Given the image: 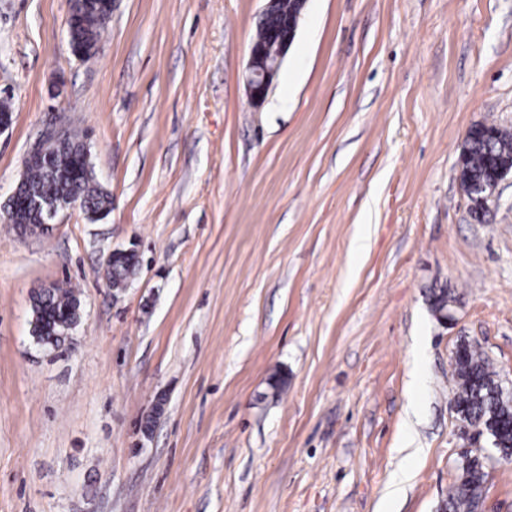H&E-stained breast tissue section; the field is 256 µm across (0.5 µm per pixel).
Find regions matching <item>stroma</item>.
<instances>
[{
	"label": "stroma",
	"instance_id": "1",
	"mask_svg": "<svg viewBox=\"0 0 512 512\" xmlns=\"http://www.w3.org/2000/svg\"><path fill=\"white\" fill-rule=\"evenodd\" d=\"M69 4L0 0V210L60 124L112 210L0 214V512H438L457 345L512 389V176L482 222L458 179L472 125L512 129V0H309L258 107L263 0H112L86 61ZM55 284L82 317L46 350ZM482 453L484 512H512ZM138 261L131 255L118 257L114 263L110 273H107L108 279L112 284V288H118L120 282L130 277L136 272ZM49 288L47 295L38 294L31 299L32 333L38 344L59 347L65 342L71 326H76L80 320L81 303L73 288L49 285L39 290Z\"/></svg>",
	"mask_w": 512,
	"mask_h": 512
}]
</instances>
